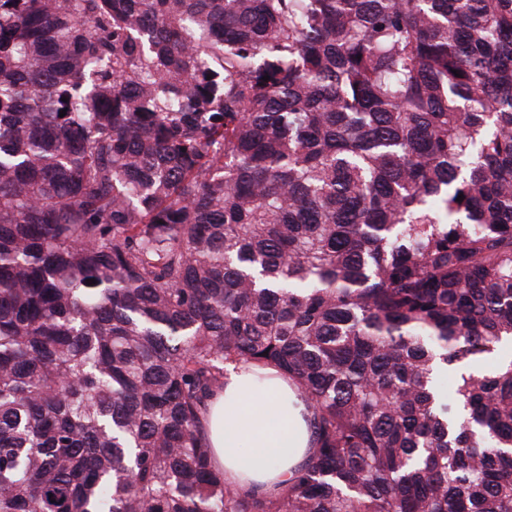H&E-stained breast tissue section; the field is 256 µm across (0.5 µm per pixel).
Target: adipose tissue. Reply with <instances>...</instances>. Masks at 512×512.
I'll list each match as a JSON object with an SVG mask.
<instances>
[{"instance_id": "obj_1", "label": "adipose tissue", "mask_w": 512, "mask_h": 512, "mask_svg": "<svg viewBox=\"0 0 512 512\" xmlns=\"http://www.w3.org/2000/svg\"><path fill=\"white\" fill-rule=\"evenodd\" d=\"M294 398L276 368H267L261 383L244 366L230 373L204 419L213 462L228 482L269 491L292 476L310 446L305 422L290 407Z\"/></svg>"}]
</instances>
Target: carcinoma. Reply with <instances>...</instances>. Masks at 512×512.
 <instances>
[{"mask_svg": "<svg viewBox=\"0 0 512 512\" xmlns=\"http://www.w3.org/2000/svg\"><path fill=\"white\" fill-rule=\"evenodd\" d=\"M505 342L512 0H0V512H512ZM253 371L241 366L230 373L224 391L209 403L203 423L213 462L225 479L243 489L270 491L303 462L310 432L299 410L291 408L296 397L288 378L269 367L259 384ZM261 404L282 406L288 411V423L270 418ZM244 438L250 442L245 455L240 451Z\"/></svg>", "mask_w": 512, "mask_h": 512, "instance_id": "carcinoma-1", "label": "carcinoma"}]
</instances>
